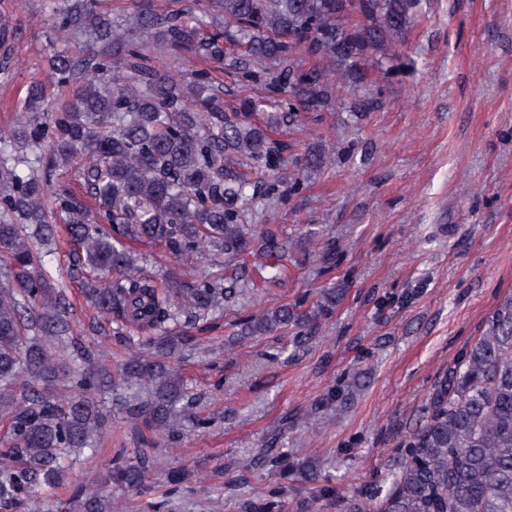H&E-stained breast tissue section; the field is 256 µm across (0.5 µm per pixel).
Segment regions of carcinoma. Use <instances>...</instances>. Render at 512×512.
Masks as SVG:
<instances>
[{"instance_id":"obj_1","label":"carcinoma","mask_w":512,"mask_h":512,"mask_svg":"<svg viewBox=\"0 0 512 512\" xmlns=\"http://www.w3.org/2000/svg\"><path fill=\"white\" fill-rule=\"evenodd\" d=\"M420 0H215L224 32L202 35L207 21L159 16L149 0H130L114 16L98 0H53L51 28L86 41L77 60L65 50L48 59L49 78L69 85L87 74L60 110L45 102L42 84H31L18 107L21 121L0 129V503H22L41 483L55 486L75 450L97 448L106 415L96 400L105 374L93 350L72 336L59 278L42 263L34 244L64 235L73 246L70 274L81 292L115 323L117 338L137 340L147 354L123 367L127 382L145 391L130 412L143 416L158 435L180 436L179 417L201 421L197 398L170 362L184 357L187 338L169 324L186 314L196 323L236 298L241 281L200 280L182 288L162 285L136 263L129 244L153 243L181 257L204 246L224 248L233 258L253 251L279 255L286 241L276 228L255 230L252 206L267 199L265 172L285 170L284 149L268 126L253 121L269 99L252 97L232 112L212 93L196 104L207 75L177 83L145 54L159 42L176 54H203L250 78L270 75L280 111L275 126L292 125L300 113L339 103L328 72L336 67L341 86L360 87L369 68L388 71V48L417 13ZM356 26L345 25L352 13ZM303 51L315 60L294 65ZM250 171L226 165L229 156ZM81 160L79 173L96 214L63 199L55 173ZM59 204L52 221L47 202ZM336 307V289L324 291L315 313L282 305L242 323L245 336L281 328L305 329ZM75 394L57 403L49 390L58 380ZM254 466L268 473L288 468V454L264 451ZM153 465L144 452L112 469V481L137 491ZM293 474L310 491L295 512L323 501L336 512H512V297L493 312L480 336L444 369L427 398L424 423L403 442L394 468L381 482L349 495L303 462ZM81 512H103L94 492L79 495Z\"/></svg>"}]
</instances>
